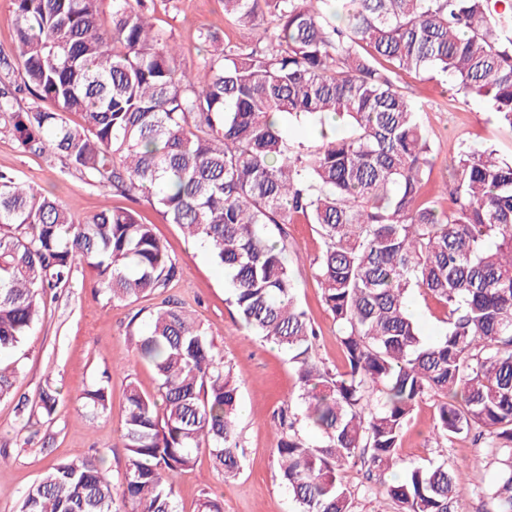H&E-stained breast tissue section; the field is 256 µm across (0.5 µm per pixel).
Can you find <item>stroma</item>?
Masks as SVG:
<instances>
[{
  "label": "stroma",
  "instance_id": "35a3bbf8",
  "mask_svg": "<svg viewBox=\"0 0 512 512\" xmlns=\"http://www.w3.org/2000/svg\"><path fill=\"white\" fill-rule=\"evenodd\" d=\"M150 14L156 29L180 45L178 62L185 70L196 69L203 61L205 46L199 34L205 29L219 30L224 41L237 44L266 39L264 26L244 29L230 23L221 0H151ZM397 83L416 105L429 133L434 161L425 196L441 209L452 206L444 187L451 181L448 162L460 150L489 147L512 159V129L497 122L485 101L453 96L441 78L414 71L401 73ZM0 170L36 181L78 221L106 205L135 209L154 224L181 268L178 281L163 294L114 303L87 267H77L70 285L58 289L56 299L41 311L27 340L17 350L0 355V364L20 370L13 396L0 399V456L6 459L0 467V512H18L22 493L43 476L47 466L74 456L99 458L111 482L120 483L127 466L120 437L126 385L135 382L149 394L158 388L153 368L131 361L129 332L133 323H145L148 312L168 299L192 313L233 370L239 384L238 425L244 456L240 475L227 480L215 470L209 455L200 453L196 465L177 478L176 512H198L205 494L222 500L224 512H295L287 488L278 479L274 448L279 414L296 403L297 376L283 349L252 336L242 326L229 303L223 269L145 199L106 194L88 177L68 169L59 157L22 152L15 138L3 132ZM272 235L288 246L298 303L319 333L314 347L317 357L328 366L342 367L336 326L309 269L310 260L321 251L319 236L310 224L276 226ZM104 379L111 386L110 404L105 411L90 413L81 394ZM49 386L57 391L50 415L42 412L39 399ZM437 402V397L428 396L416 407L404 430L398 470L441 462L466 465L457 487L458 505L462 512H485L483 490L490 474L486 442L470 434L446 448L437 447L433 435ZM398 470L371 474L358 465L345 466L342 480L355 512H396L386 488Z\"/></svg>",
  "mask_w": 512,
  "mask_h": 512
}]
</instances>
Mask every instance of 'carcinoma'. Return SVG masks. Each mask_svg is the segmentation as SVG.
I'll use <instances>...</instances> for the list:
<instances>
[{"instance_id":"cac0c4a2","label":"carcinoma","mask_w":512,"mask_h":512,"mask_svg":"<svg viewBox=\"0 0 512 512\" xmlns=\"http://www.w3.org/2000/svg\"><path fill=\"white\" fill-rule=\"evenodd\" d=\"M100 2L11 0L3 128L27 153H54L115 195L142 196L224 268L240 321L296 369L303 413L280 415L276 455L297 512H354L340 472L393 468L408 420L436 394L440 447L486 433L485 494L494 512H512V161L461 152L449 162L455 208L427 205V132L396 84L400 71L449 74L512 128V0H224L240 27L272 17L267 45L246 49L207 29L210 57L197 73L152 31L148 0H112L108 28ZM22 93L32 97L24 109ZM290 123L319 142L289 141ZM299 220L322 242L309 267L341 371L314 354L287 245L269 233ZM79 265L114 302L160 294L180 275L136 210L76 222L38 186L0 172V352L25 342L48 292ZM414 292L441 309L440 339L421 336ZM135 336L132 356L159 385L153 395L128 385L121 485L76 456L51 464L19 512H176V477L196 454L227 479L242 471L239 387L205 332L168 300ZM109 394L110 381L99 383L84 406L103 411ZM459 475L445 462L415 466L387 494L398 512H458Z\"/></svg>"}]
</instances>
